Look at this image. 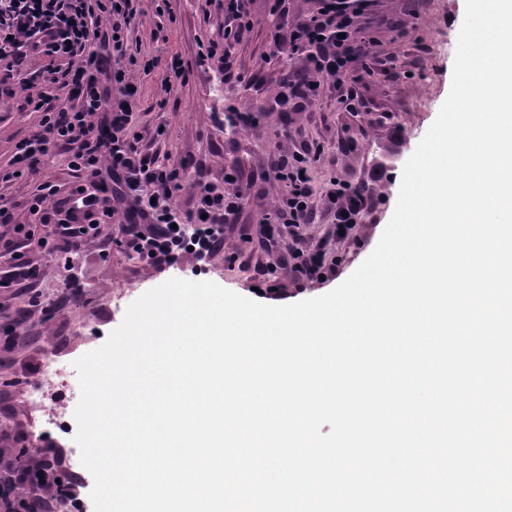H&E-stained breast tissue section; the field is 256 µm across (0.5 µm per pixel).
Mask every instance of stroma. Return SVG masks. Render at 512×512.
<instances>
[{"label":"stroma","mask_w":512,"mask_h":512,"mask_svg":"<svg viewBox=\"0 0 512 512\" xmlns=\"http://www.w3.org/2000/svg\"><path fill=\"white\" fill-rule=\"evenodd\" d=\"M168 5L160 13L154 0H142L141 13L131 24L130 45L156 63L151 75L132 73L138 86L136 125L142 131L164 126V136L150 146L163 163L218 185L223 184L225 171L233 169L250 183V192L236 223L225 225L224 252L212 260L207 272H194L190 258L169 273L143 266L129 259L117 230L80 254L73 273L85 285L82 299L61 314L35 312L24 325L25 340L0 353V407L6 409L0 414L1 475L7 474L21 441L45 419L42 410L22 401L17 378H26L28 386L44 391L47 399L74 413L80 399L75 360L101 347L125 316L112 306L114 291L124 289L138 297L175 277L210 281L261 301L248 273L229 264L227 258L258 252L261 215L286 194L283 182L274 178L284 155L310 146L319 148L320 158L310 171L316 190L333 180L363 184L379 209L356 225L353 237L344 241L332 237V219L322 210L314 223L304 226L302 241L282 232L275 256L287 258L298 244L319 247L328 257L339 259L340 266L335 278L318 283L298 282L288 267H280L278 288L293 304L321 296L347 279L376 247L394 212L403 167L449 94L465 15V0H374L375 22L369 34L388 69L359 84L360 109L347 112L340 108L328 81L323 82L317 99L301 101L291 109L277 104V84L300 63L269 56L274 18L268 0H250L248 7L259 23L232 45L225 62L198 57L199 42L218 41L224 35L216 4L212 0H169ZM395 27L407 31L406 40L392 41ZM175 54L192 69L188 81L168 77L167 63ZM228 65L243 74V81L225 82ZM28 95L24 88L0 89L1 168L10 167L16 143L38 123V113L27 105ZM236 110L252 114L253 122L246 129L228 123V113ZM343 139L349 140V149H340ZM43 179L62 185L71 182L66 155L52 154L42 161L37 174L0 186V199L13 206L16 221H28L25 200ZM54 351L62 353L66 372L48 383L43 365Z\"/></svg>","instance_id":"35a3bbf8"}]
</instances>
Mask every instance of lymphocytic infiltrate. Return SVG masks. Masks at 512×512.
<instances>
[{"label":"lymphocytic infiltrate","mask_w":512,"mask_h":512,"mask_svg":"<svg viewBox=\"0 0 512 512\" xmlns=\"http://www.w3.org/2000/svg\"><path fill=\"white\" fill-rule=\"evenodd\" d=\"M137 0H0V86L13 83L27 88L42 85L29 97L40 113L38 126L15 146L11 170L0 171V182L35 170L50 149L68 156L73 174L69 185L49 181L38 185L28 200L34 224L12 222L0 206V224L10 225L11 238L0 235V258L13 255L24 244H37L55 258L64 284L55 307L81 293L72 277L73 262L85 245L101 240L106 226L119 225L128 254L156 270L178 266L190 255L202 264L224 248V227L237 215L245 189L239 175L223 185L191 177L139 149L133 104L138 87L129 69L150 74L153 60L128 51V28L138 13ZM247 0H224V40L200 46L199 56L222 58L229 45L253 29L256 20ZM372 0H319L310 15L289 16L285 0H271L269 13L272 51L300 58L302 70L285 75L277 100L281 106L298 99L318 97L323 81H333L345 111L359 109L357 84L374 75L373 39L369 7ZM30 55L44 58L41 69L29 76L15 71ZM310 156L284 157L276 169L287 183L288 194L273 212L264 214L262 242L272 247L279 225L299 233L314 221L315 193L308 174ZM190 187L194 207L182 211L176 198ZM323 203L336 229L351 231L372 213L376 204L361 186L332 182ZM40 275L26 262L13 264L0 275V288L28 298L17 311L27 315L41 306L36 285ZM20 456H39V463L19 467L12 484L0 490V512H87L88 480L80 472L44 466L59 457L54 444L23 448ZM64 479L65 497L51 494L57 479Z\"/></svg>","instance_id":"obj_1"}]
</instances>
